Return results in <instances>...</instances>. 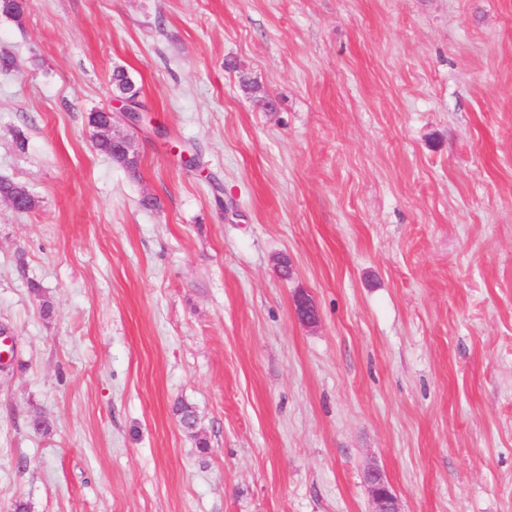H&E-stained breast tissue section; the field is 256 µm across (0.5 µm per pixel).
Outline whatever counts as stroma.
<instances>
[{
	"mask_svg": "<svg viewBox=\"0 0 512 512\" xmlns=\"http://www.w3.org/2000/svg\"><path fill=\"white\" fill-rule=\"evenodd\" d=\"M4 56L0 512H512V0H27ZM110 128L113 131L111 135L112 144L107 136L102 135L95 142L96 149L99 152L112 158V147L117 155H128L131 151H134L132 139L128 135L118 133L113 120L110 123ZM364 482L370 494V512H402L399 500L380 468L368 467Z\"/></svg>",
	"mask_w": 512,
	"mask_h": 512,
	"instance_id": "obj_1",
	"label": "stroma"
}]
</instances>
